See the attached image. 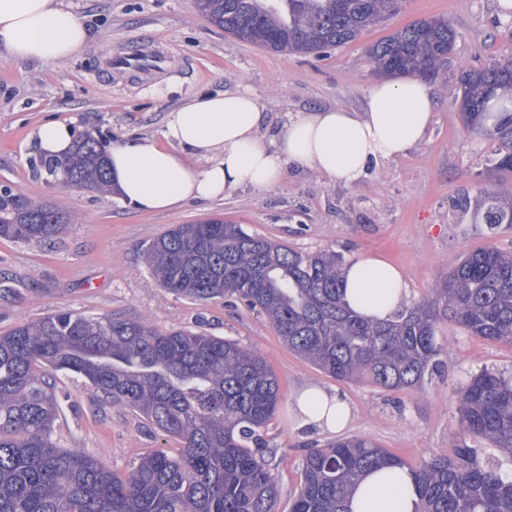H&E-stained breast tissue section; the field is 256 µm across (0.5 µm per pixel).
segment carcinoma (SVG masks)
<instances>
[{"instance_id": "obj_1", "label": "carcinoma", "mask_w": 512, "mask_h": 512, "mask_svg": "<svg viewBox=\"0 0 512 512\" xmlns=\"http://www.w3.org/2000/svg\"><path fill=\"white\" fill-rule=\"evenodd\" d=\"M200 13L236 39L276 52L318 55L355 41L398 13L404 0H196ZM457 40L444 17L410 23L367 48L373 68L433 80ZM464 122L496 144L487 171L512 173V59L466 68L456 87ZM102 135L75 139L67 158L34 164L65 187L110 189ZM492 230L512 227V192L485 198ZM71 215L20 191L0 193V238L42 242ZM143 256L159 284L200 301L222 298L266 315L288 349L339 381L413 390L441 366L444 322L480 340L512 345V252L460 256L431 295L374 322L343 301V258L304 252L209 219L179 224ZM72 375L100 400L128 407L177 440L127 471L54 439L59 404L50 377ZM279 400L264 358L236 340L145 319L69 312L20 322L0 336V512H278L273 451L262 432ZM451 452L414 464L362 436L338 438L303 457L289 512H348L368 471L401 466L419 496L416 512H512V375L484 367L457 391ZM505 460L486 458L482 445Z\"/></svg>"}]
</instances>
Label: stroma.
I'll list each match as a JSON object with an SVG mask.
<instances>
[{
  "instance_id": "obj_1",
  "label": "stroma",
  "mask_w": 512,
  "mask_h": 512,
  "mask_svg": "<svg viewBox=\"0 0 512 512\" xmlns=\"http://www.w3.org/2000/svg\"><path fill=\"white\" fill-rule=\"evenodd\" d=\"M63 3L89 29L81 52L51 67L0 54V184L59 203L73 216L62 234L45 243L0 239V335L19 322L68 310L142 318L162 329L198 328L257 350L280 382L278 410L266 434L279 475V512H288L300 484L305 448L333 438L297 429L291 402L301 386L320 385L349 404L345 435L369 437L411 463L428 451L450 450L457 389L484 367L512 372V346L443 323L437 338L445 348L444 367L420 388L389 392L339 382L289 351L258 312L162 288L143 251L175 225L218 218L299 251L331 249L348 262L385 256L402 270L408 299L418 300L465 252L512 250V229L490 231L480 211L484 196L512 189V174L486 176L495 145L481 131L465 128L451 93L455 69L430 83L435 108L427 140L407 156L373 164L353 186L292 168L269 190L244 186L221 200L141 214L116 194L64 188L35 173L31 162L39 156L35 131L48 118L72 123L78 134L102 133L115 144L159 135L166 112L191 97L244 87L277 129L299 112L361 109L376 79L367 46L418 19L452 22L456 65L482 67L512 57V19L500 16L498 0H406L401 13L319 59L239 41L206 20L196 0ZM142 52L165 56L164 71L142 77L110 71L112 57ZM55 392L60 447L94 454L121 473L151 451L178 449L131 409L100 402L91 386L64 373L55 375Z\"/></svg>"
}]
</instances>
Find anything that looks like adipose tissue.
<instances>
[{"instance_id": "ef3b65f1", "label": "adipose tissue", "mask_w": 512, "mask_h": 512, "mask_svg": "<svg viewBox=\"0 0 512 512\" xmlns=\"http://www.w3.org/2000/svg\"><path fill=\"white\" fill-rule=\"evenodd\" d=\"M83 20L60 0H0V51L19 60L57 65L86 44ZM434 100L419 77L371 84L361 110L298 113L280 131L247 89L199 95L167 112L160 138H135L108 152L111 182L125 202L148 213L211 201L242 185L276 187L289 168L313 169L354 185L374 161L405 156L427 137ZM205 159L202 167L192 158ZM343 298L368 319L382 321L405 299L396 266L365 256L343 269ZM298 428L339 430L351 409L338 395L306 385L293 397ZM418 495L407 469L386 467L361 477L350 512H415Z\"/></svg>"}]
</instances>
